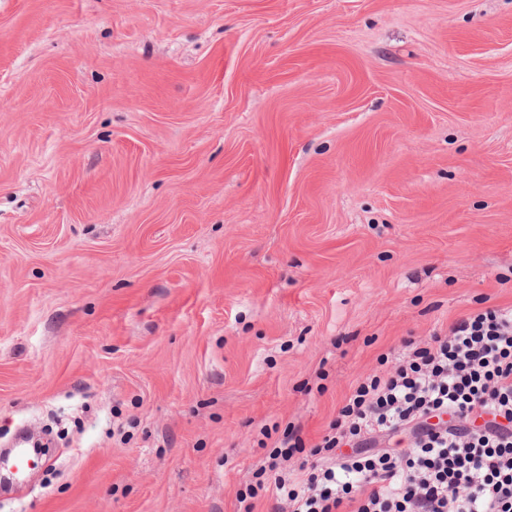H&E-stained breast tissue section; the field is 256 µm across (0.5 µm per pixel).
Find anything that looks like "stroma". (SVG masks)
I'll use <instances>...</instances> for the list:
<instances>
[{"instance_id": "obj_1", "label": "stroma", "mask_w": 512, "mask_h": 512, "mask_svg": "<svg viewBox=\"0 0 512 512\" xmlns=\"http://www.w3.org/2000/svg\"><path fill=\"white\" fill-rule=\"evenodd\" d=\"M489 306L512 0H0V512H243Z\"/></svg>"}]
</instances>
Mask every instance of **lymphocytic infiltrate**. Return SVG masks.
Returning <instances> with one entry per match:
<instances>
[{
  "label": "lymphocytic infiltrate",
  "mask_w": 512,
  "mask_h": 512,
  "mask_svg": "<svg viewBox=\"0 0 512 512\" xmlns=\"http://www.w3.org/2000/svg\"><path fill=\"white\" fill-rule=\"evenodd\" d=\"M405 427L412 442L401 455L363 453L370 436ZM333 428L323 464L284 471L280 459L303 450L288 429L268 463L270 512H512V309L406 343L392 371L358 384ZM347 439L358 452L337 454Z\"/></svg>",
  "instance_id": "obj_1"
}]
</instances>
